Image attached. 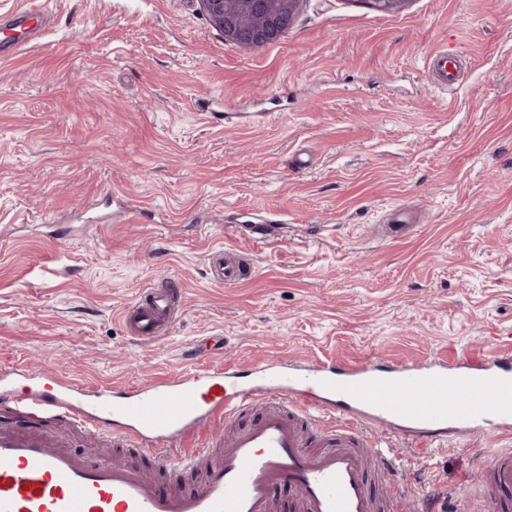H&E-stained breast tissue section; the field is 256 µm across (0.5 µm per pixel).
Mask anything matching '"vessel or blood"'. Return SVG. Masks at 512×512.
Returning a JSON list of instances; mask_svg holds the SVG:
<instances>
[{
  "instance_id": "vessel-or-blood-1",
  "label": "vessel or blood",
  "mask_w": 512,
  "mask_h": 512,
  "mask_svg": "<svg viewBox=\"0 0 512 512\" xmlns=\"http://www.w3.org/2000/svg\"><path fill=\"white\" fill-rule=\"evenodd\" d=\"M434 86L457 83L458 63L428 57ZM214 279L233 286L248 270L246 253L210 257ZM182 290L175 281L150 288L126 308L127 332L144 341L165 336ZM21 367L0 363V512H277L276 494L293 493V512H399L397 452L372 430L400 422L417 442L439 441L447 423L473 432L493 422L512 429V369L455 371L410 365L390 374L366 366L318 367L301 373L258 364L250 383L221 369L157 380L136 391L93 393L56 380L48 390L25 386ZM81 427L91 440L138 450L146 466L81 455L53 438L43 422ZM320 427L309 449L303 423ZM379 467L395 484L387 497L371 489ZM200 472L197 486L161 488L166 472ZM471 484L512 494V448L481 462Z\"/></svg>"
}]
</instances>
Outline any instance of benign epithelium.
<instances>
[{
  "label": "benign epithelium",
  "instance_id": "1",
  "mask_svg": "<svg viewBox=\"0 0 512 512\" xmlns=\"http://www.w3.org/2000/svg\"><path fill=\"white\" fill-rule=\"evenodd\" d=\"M211 26L224 41L257 49L280 40L292 27L300 0H200ZM382 13H400L410 0H366ZM246 13L261 16L252 26H244Z\"/></svg>",
  "mask_w": 512,
  "mask_h": 512
}]
</instances>
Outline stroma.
Returning <instances> with one entry per match:
<instances>
[{
	"instance_id": "stroma-1",
	"label": "stroma",
	"mask_w": 512,
	"mask_h": 512,
	"mask_svg": "<svg viewBox=\"0 0 512 512\" xmlns=\"http://www.w3.org/2000/svg\"><path fill=\"white\" fill-rule=\"evenodd\" d=\"M23 7L50 24L0 57V361L98 390L507 349L512 0H301L261 49L225 43L199 0H0V43ZM438 50L461 61L447 91L425 72ZM396 206L412 234L386 235ZM262 224L277 243L246 244ZM242 247L248 278L214 281L209 256ZM164 277L183 288L168 333L129 336L124 310ZM492 448L512 432L402 449V508L422 491L500 512L459 493Z\"/></svg>"
}]
</instances>
